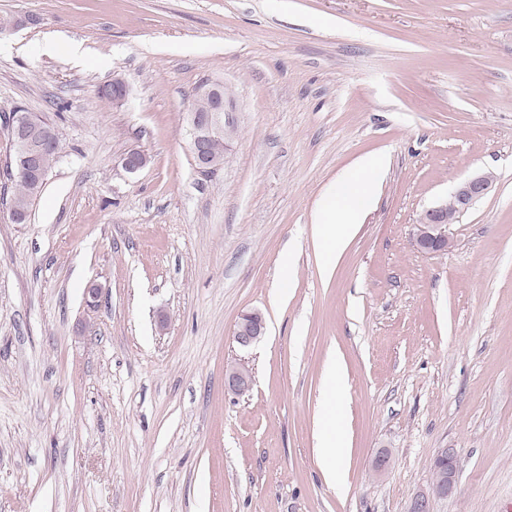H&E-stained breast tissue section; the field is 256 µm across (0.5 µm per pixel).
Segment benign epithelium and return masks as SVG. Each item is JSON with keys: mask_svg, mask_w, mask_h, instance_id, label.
Listing matches in <instances>:
<instances>
[{"mask_svg": "<svg viewBox=\"0 0 512 512\" xmlns=\"http://www.w3.org/2000/svg\"><path fill=\"white\" fill-rule=\"evenodd\" d=\"M186 129L193 161L197 171L209 175L222 167L221 159L211 153L212 140L224 137V151H229L237 134V121L232 102L221 83H203L196 87L191 109L185 116ZM14 144L30 164L42 166L44 156L52 151L33 117L25 112L16 114L10 124ZM148 162L147 156L131 150L121 158L122 168L135 173ZM493 175L477 173L459 182L450 198L428 209L414 237L415 246L426 252L445 251L452 246L448 226L479 201L491 188ZM265 332V322L259 313L242 315L236 322L234 340L241 348L255 344ZM227 388L234 393H244L251 386V376L242 366H232L225 371ZM437 459L446 465L436 468V476L428 489L418 493L411 501L409 512H432V504L452 494L457 477V455L451 448L438 451Z\"/></svg>", "mask_w": 512, "mask_h": 512, "instance_id": "benign-epithelium-1", "label": "benign epithelium"}]
</instances>
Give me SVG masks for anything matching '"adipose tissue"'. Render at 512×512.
I'll return each mask as SVG.
<instances>
[{"label":"adipose tissue","mask_w":512,"mask_h":512,"mask_svg":"<svg viewBox=\"0 0 512 512\" xmlns=\"http://www.w3.org/2000/svg\"><path fill=\"white\" fill-rule=\"evenodd\" d=\"M382 166V157L361 158L344 175L338 188L327 192L317 205L314 222L318 246L327 260L337 259L354 236Z\"/></svg>","instance_id":"1"}]
</instances>
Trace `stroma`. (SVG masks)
Instances as JSON below:
<instances>
[{
  "label": "stroma",
  "instance_id": "stroma-1",
  "mask_svg": "<svg viewBox=\"0 0 512 512\" xmlns=\"http://www.w3.org/2000/svg\"><path fill=\"white\" fill-rule=\"evenodd\" d=\"M24 15L0 114L56 123L60 157L11 223L0 127V512H408L442 448L458 472L433 512H512V0H0ZM116 76L120 106L97 95ZM206 80L238 122L207 176L184 122ZM372 154L375 196L325 269L314 210ZM481 172L452 248L417 249ZM332 358L340 491L316 451ZM493 175L477 173L459 182L450 196L428 209L417 224L415 246L421 251H445L452 246L448 226L458 222L459 217L479 201L491 188ZM265 332V322L259 313L243 314L236 322L234 340L241 348L255 344Z\"/></svg>",
  "mask_w": 512,
  "mask_h": 512
}]
</instances>
